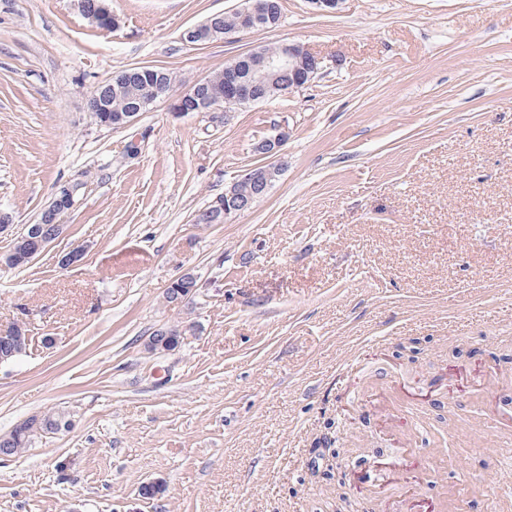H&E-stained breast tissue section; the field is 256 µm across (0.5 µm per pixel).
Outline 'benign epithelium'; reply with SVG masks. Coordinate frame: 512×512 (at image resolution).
<instances>
[{
  "label": "benign epithelium",
  "instance_id": "1",
  "mask_svg": "<svg viewBox=\"0 0 512 512\" xmlns=\"http://www.w3.org/2000/svg\"><path fill=\"white\" fill-rule=\"evenodd\" d=\"M81 14L90 20L102 31L110 32L121 24L120 17L112 12L107 0H78ZM240 16V25L229 30V33L250 31L254 24L265 21L272 16L271 0H246V6L237 10ZM224 32L222 28H215L211 20L187 29L183 38L193 44L206 42L216 34ZM323 68V58L312 52L308 47L295 43L284 44L283 50L277 55H264L254 50L224 68L223 87L211 93L206 90L212 88V76L197 80L191 87L177 95H172V88L160 86L154 92V98H168L171 100L172 112L184 114L186 112H203L222 109L231 112L246 102L261 99L256 89L262 87L263 80L269 75L287 76L289 89L299 90L306 86L314 76ZM88 111L92 115L101 112H110L112 108L103 97L101 87H96L87 100ZM284 132L271 135L255 146L256 152L266 157L275 158L281 154L284 146ZM280 169V165L268 163L247 169L241 180L249 185L245 194L230 189L229 197L233 198L229 206L224 208V216L241 215L252 208L254 196L261 195L269 189L271 172ZM65 199V206L53 210L51 221L53 229L45 234L36 224L24 225L21 236L32 241L37 250H42L48 243L59 236L64 224L62 215L74 206L75 189L71 185H64L56 190Z\"/></svg>",
  "mask_w": 512,
  "mask_h": 512
}]
</instances>
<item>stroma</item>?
Instances as JSON below:
<instances>
[{"label": "stroma", "instance_id": "stroma-1", "mask_svg": "<svg viewBox=\"0 0 512 512\" xmlns=\"http://www.w3.org/2000/svg\"><path fill=\"white\" fill-rule=\"evenodd\" d=\"M109 5L106 33L76 0H0V210L34 224L78 187L28 265H6L0 234V332L29 336L0 364V434L72 420L0 460V512H336L343 494L396 512L409 484L380 473L406 458L456 512L512 498V383L457 390L489 365L512 376V0H282L277 28L203 45L184 31L240 0ZM282 43L323 58L305 88L233 112L160 99L125 129L87 109L126 68L181 91ZM278 129L267 194L194 223ZM186 273L196 294L168 302ZM168 326L183 344L148 351ZM59 193L61 194V197L65 199L66 203L65 206L62 207L61 209H53L51 218V221L53 223V229L51 233L44 234L43 232H41V229L38 226L39 224H26L22 229L23 231L20 236L27 238L29 241H32L35 244L37 249L36 253L41 251L48 243H50L52 240H54L57 236H59L62 233L64 229L62 215L74 206L75 189L72 185L61 186L56 190L55 195ZM70 426L71 420L64 413L33 415L16 424L8 433L0 434V448H7L8 457H15L26 448H30L38 436L56 434L61 430H67Z\"/></svg>", "mask_w": 512, "mask_h": 512}]
</instances>
